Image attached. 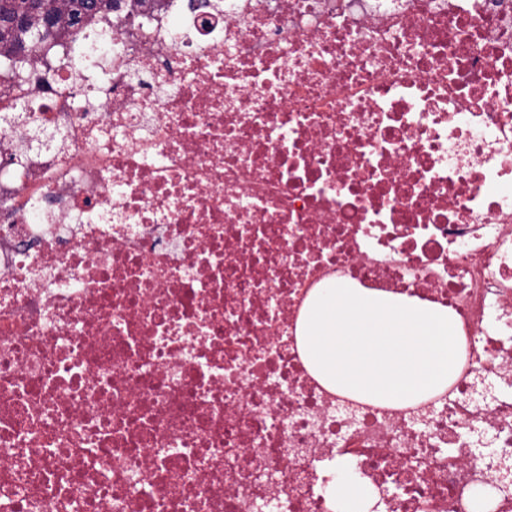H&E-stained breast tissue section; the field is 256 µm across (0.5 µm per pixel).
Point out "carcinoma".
<instances>
[{"label":"carcinoma","mask_w":512,"mask_h":512,"mask_svg":"<svg viewBox=\"0 0 512 512\" xmlns=\"http://www.w3.org/2000/svg\"><path fill=\"white\" fill-rule=\"evenodd\" d=\"M112 0H0V71L31 54L44 40L76 33Z\"/></svg>","instance_id":"obj_1"}]
</instances>
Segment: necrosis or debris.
Segmentation results:
<instances>
[{
	"label": "necrosis or debris",
	"mask_w": 512,
	"mask_h": 512,
	"mask_svg": "<svg viewBox=\"0 0 512 512\" xmlns=\"http://www.w3.org/2000/svg\"><path fill=\"white\" fill-rule=\"evenodd\" d=\"M0 108V512H512V0H119ZM332 281L452 309L416 406L325 388ZM338 512H368L370 508V491L352 475L344 462L336 466L333 481Z\"/></svg>",
	"instance_id": "1"
}]
</instances>
